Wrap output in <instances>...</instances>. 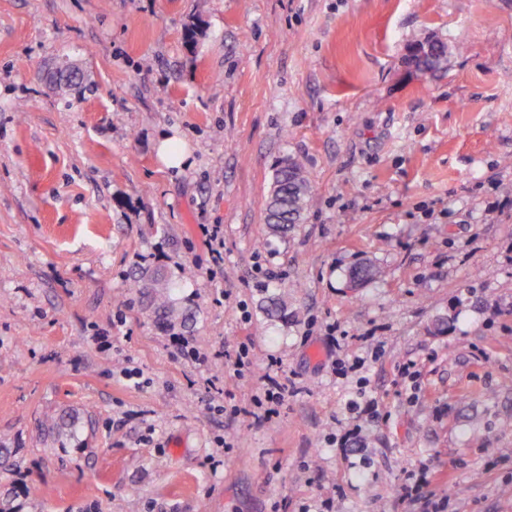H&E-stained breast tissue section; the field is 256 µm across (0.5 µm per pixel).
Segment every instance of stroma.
Here are the masks:
<instances>
[{"instance_id": "1", "label": "stroma", "mask_w": 512, "mask_h": 512, "mask_svg": "<svg viewBox=\"0 0 512 512\" xmlns=\"http://www.w3.org/2000/svg\"><path fill=\"white\" fill-rule=\"evenodd\" d=\"M418 37L441 70L407 64ZM65 60L70 92L44 78ZM288 158L313 203L277 236ZM144 271L189 328L156 323ZM361 389L380 416L351 445ZM0 447L21 512H512V0H0ZM208 245L211 261L215 265L224 264V227L220 224L199 225ZM263 397L254 399L256 411H253L256 421L262 422L271 419L279 412L286 395H288V382L282 381L277 373L268 372L265 377ZM436 477V473L432 472L431 467L423 463L420 465L417 474L409 477L408 480H412L410 483H406L401 489L402 500H412L416 497L420 491V488L431 482L432 478Z\"/></svg>"}]
</instances>
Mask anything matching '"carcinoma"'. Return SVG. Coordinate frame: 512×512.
<instances>
[{
    "label": "carcinoma",
    "instance_id": "cac0c4a2",
    "mask_svg": "<svg viewBox=\"0 0 512 512\" xmlns=\"http://www.w3.org/2000/svg\"><path fill=\"white\" fill-rule=\"evenodd\" d=\"M447 51L448 47L441 42L416 40L410 45L407 61L418 71H433L442 64ZM270 199L271 203L266 206V223L273 231L285 234L288 228L301 223L311 205L312 191L300 162L287 160L276 169ZM141 288L152 313L164 326L187 327L191 317L177 306L174 287L167 280L152 277L144 281Z\"/></svg>",
    "mask_w": 512,
    "mask_h": 512
}]
</instances>
